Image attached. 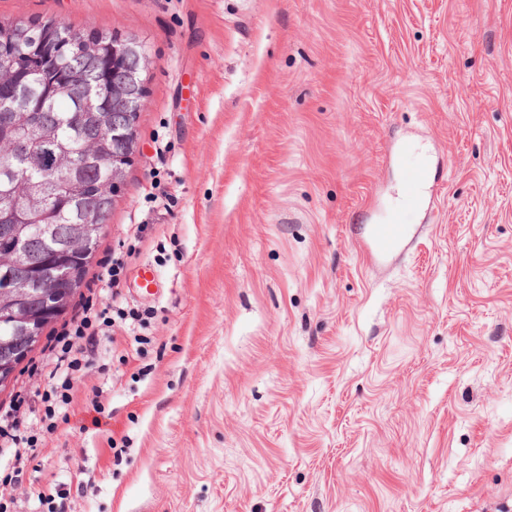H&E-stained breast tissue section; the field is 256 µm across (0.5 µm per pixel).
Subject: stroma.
<instances>
[{
    "mask_svg": "<svg viewBox=\"0 0 512 512\" xmlns=\"http://www.w3.org/2000/svg\"><path fill=\"white\" fill-rule=\"evenodd\" d=\"M38 18L147 64L86 285L0 390L38 439L6 512H512V0H0ZM404 139L441 190L374 267ZM117 257L145 323L46 418L47 347Z\"/></svg>",
    "mask_w": 512,
    "mask_h": 512,
    "instance_id": "1",
    "label": "stroma"
}]
</instances>
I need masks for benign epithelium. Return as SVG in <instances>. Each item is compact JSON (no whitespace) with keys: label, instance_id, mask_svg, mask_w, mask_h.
I'll return each instance as SVG.
<instances>
[{"label":"benign epithelium","instance_id":"7a95c632","mask_svg":"<svg viewBox=\"0 0 512 512\" xmlns=\"http://www.w3.org/2000/svg\"><path fill=\"white\" fill-rule=\"evenodd\" d=\"M140 43L129 38H115L110 42H94L89 50L102 59L117 61L135 53L139 62L129 74V81L123 86L112 87V100L134 102L135 109L142 104L141 73L145 67L146 53L138 50ZM9 50L17 58L39 63L36 73L44 78L64 79V46L59 39V26L43 32L38 37L10 38ZM19 107V93L10 89H0V148L7 147L16 155H29L30 143L17 134L12 127V113ZM135 136V122H112V195H117L123 181L126 160V147L129 139ZM68 155L58 150L56 144L45 141L40 160L46 167H61ZM99 225L93 218L80 226L77 234L68 245L57 248L48 246L41 254H35L20 241L3 239L0 241V264L6 263L12 269L5 281L4 295L0 297V307L9 313L12 334L3 341L0 353V387L9 382L19 364L39 342L44 328L53 320L67 297L69 287L77 278L86 257L94 253Z\"/></svg>","mask_w":512,"mask_h":512}]
</instances>
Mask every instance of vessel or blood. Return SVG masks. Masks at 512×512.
<instances>
[{
	"mask_svg": "<svg viewBox=\"0 0 512 512\" xmlns=\"http://www.w3.org/2000/svg\"><path fill=\"white\" fill-rule=\"evenodd\" d=\"M396 159L401 169V204L370 227L366 255L372 262L398 251L407 240L416 218L430 205L426 196L429 161L408 145L398 149Z\"/></svg>",
	"mask_w": 512,
	"mask_h": 512,
	"instance_id": "vessel-or-blood-1",
	"label": "vessel or blood"
}]
</instances>
